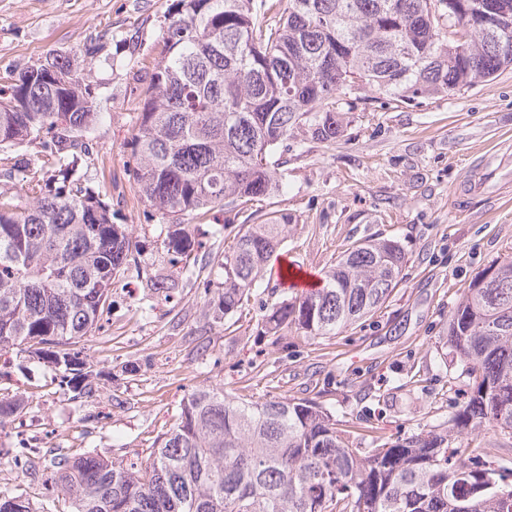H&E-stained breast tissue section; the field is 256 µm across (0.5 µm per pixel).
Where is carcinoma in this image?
<instances>
[{
    "label": "carcinoma",
    "instance_id": "carcinoma-1",
    "mask_svg": "<svg viewBox=\"0 0 512 512\" xmlns=\"http://www.w3.org/2000/svg\"><path fill=\"white\" fill-rule=\"evenodd\" d=\"M487 2L176 0L130 145L141 200L173 222L167 252L191 276L223 271L208 299L214 321L229 322L249 300L287 238L288 213L254 224L246 207L282 187L288 140L301 130L336 142L354 85L412 101L511 68L498 43L512 44V0H500L508 21L490 32L473 24ZM97 121L93 84L66 56L0 76V169L18 168L15 148H33L21 185L0 188V370L27 344L73 400L93 391L76 344L112 311V284L137 251L88 175ZM187 213L242 220L230 250L200 268L190 262L191 234L179 223ZM405 257L397 240L353 242L320 288L269 308L259 334H339L390 298ZM176 287L168 274L146 282L157 294ZM440 349L472 380L468 400L448 421L394 440L354 435L321 402L209 385L185 395L172 429L129 461L34 456L21 441L11 462L47 474L45 490L75 512H512V456L494 463L489 448L453 445L468 428L512 438L511 259L470 284ZM24 407L21 396L0 399V430ZM0 512L36 508L0 488Z\"/></svg>",
    "mask_w": 512,
    "mask_h": 512
}]
</instances>
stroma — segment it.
Instances as JSON below:
<instances>
[{"instance_id": "stroma-1", "label": "stroma", "mask_w": 512, "mask_h": 512, "mask_svg": "<svg viewBox=\"0 0 512 512\" xmlns=\"http://www.w3.org/2000/svg\"><path fill=\"white\" fill-rule=\"evenodd\" d=\"M173 2L0 0V71L57 53L89 75L103 114L89 175L105 189L117 223L130 225L139 251L138 266L112 286L111 316L78 345L100 374L91 396L70 400L51 364L13 351L15 368L0 379V398L20 391L27 406L0 445L13 446L21 435L40 455L75 448L121 461L170 429L187 393L216 383L232 396L330 404L357 432L384 439L447 420L468 380L458 362H441L438 336L463 289L512 258V200L475 194L460 204L454 189L482 153L512 140V68L451 96L397 102L365 91L345 107V132L335 143L301 132L289 140L287 183L248 209L288 213L279 253L291 269L323 276L349 244L369 237L399 241L406 262L382 309L343 333L261 337L257 324L267 308L295 294L276 262L228 328L212 323L205 303L219 271L180 282L167 299L144 286L172 271L169 223L137 193L129 140L143 69L160 56ZM89 43L99 48L96 58L84 53ZM379 394L384 403L376 402ZM5 486L50 512L41 480L0 461Z\"/></svg>"}]
</instances>
